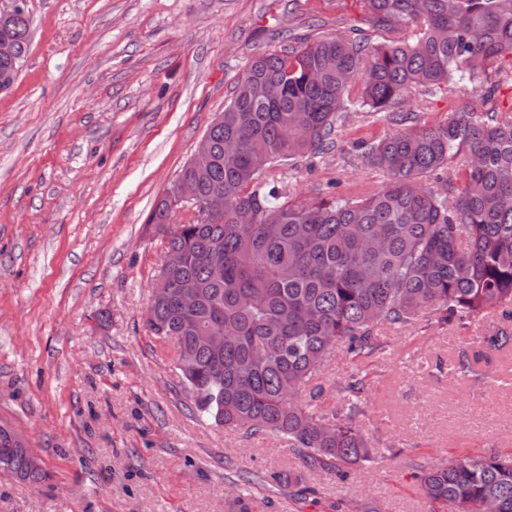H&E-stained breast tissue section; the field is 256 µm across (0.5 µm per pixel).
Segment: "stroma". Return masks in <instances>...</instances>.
<instances>
[{"instance_id": "obj_1", "label": "stroma", "mask_w": 512, "mask_h": 512, "mask_svg": "<svg viewBox=\"0 0 512 512\" xmlns=\"http://www.w3.org/2000/svg\"><path fill=\"white\" fill-rule=\"evenodd\" d=\"M31 46L0 91V424L48 473L0 470V512H451L413 478L451 455L512 451V332L486 313L468 328L419 319L374 335L385 352L336 351L299 396L342 415L365 375L358 424L376 451L347 481L309 468L273 435L198 419L149 333L163 243L147 218L230 101L250 59L280 31L361 24L359 0H28ZM348 113L338 150L298 159L291 194L384 186L361 145L390 133ZM473 356L474 376L459 374Z\"/></svg>"}]
</instances>
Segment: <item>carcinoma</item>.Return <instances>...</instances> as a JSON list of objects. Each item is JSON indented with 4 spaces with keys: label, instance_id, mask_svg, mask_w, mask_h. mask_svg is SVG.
<instances>
[{
    "label": "carcinoma",
    "instance_id": "1",
    "mask_svg": "<svg viewBox=\"0 0 512 512\" xmlns=\"http://www.w3.org/2000/svg\"><path fill=\"white\" fill-rule=\"evenodd\" d=\"M368 27L299 39L254 57L230 102L205 133L208 167L183 165L176 181L197 202L224 195V215L172 224L161 199L148 223L177 264L160 271L146 326L175 346L181 388L203 420L251 436L272 433L306 464L340 478L372 461L356 425L363 378L342 388L347 418L318 414L297 399L342 345L353 358L383 350L378 323L405 327L421 317L512 316V110L467 106L433 125L412 109L433 88L460 85L483 102L512 85V0H360ZM413 34L399 38L407 25ZM391 38L375 43L372 32ZM28 12L0 15V58L8 90L29 49ZM361 109L396 126L363 144L386 173L361 196L291 200L279 167L336 150L345 114ZM457 161L459 186L437 191L423 178ZM224 331L218 349L200 336ZM0 426L4 467L38 481L42 466ZM415 477L453 512H512V452L459 455L420 466Z\"/></svg>",
    "mask_w": 512,
    "mask_h": 512
}]
</instances>
